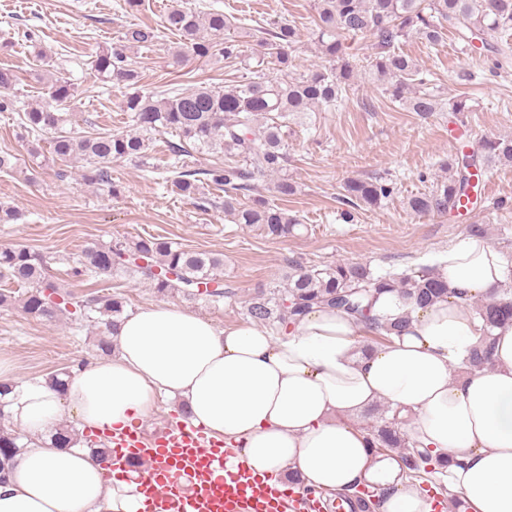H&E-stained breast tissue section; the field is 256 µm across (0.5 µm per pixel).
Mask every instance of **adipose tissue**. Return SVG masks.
Returning a JSON list of instances; mask_svg holds the SVG:
<instances>
[{
	"instance_id": "ef3b65f1",
	"label": "adipose tissue",
	"mask_w": 512,
	"mask_h": 512,
	"mask_svg": "<svg viewBox=\"0 0 512 512\" xmlns=\"http://www.w3.org/2000/svg\"><path fill=\"white\" fill-rule=\"evenodd\" d=\"M438 272L452 296L413 310L378 345L362 344L365 326L328 307L283 336L254 322L220 328L174 304L123 315L112 356L73 369L64 390L36 381L6 395L33 440L0 485V512H143L140 469L110 480L100 457L45 436L67 409L94 430L140 428L163 393L258 474L338 492L366 484L385 491L383 512H432L400 456L369 453L354 421L378 403L411 412V439L445 455L438 476L470 512H512V323L485 333L469 306L502 298L504 260L489 240L467 237ZM486 336L492 366L467 372Z\"/></svg>"
}]
</instances>
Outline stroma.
<instances>
[{
    "label": "stroma",
    "instance_id": "obj_1",
    "mask_svg": "<svg viewBox=\"0 0 512 512\" xmlns=\"http://www.w3.org/2000/svg\"><path fill=\"white\" fill-rule=\"evenodd\" d=\"M179 2L246 17L242 36L250 53L257 49L255 24L296 25L301 43L290 76L325 63L311 34L313 0H142L134 10L124 0H0V68L17 75L14 92L24 107L45 100L38 73L48 66L63 69L77 87L69 130H127V116L119 108L125 85L101 82L92 62L101 47L118 43L127 26L158 27ZM177 44L172 34L149 45H128L142 92L221 88L243 74L241 65H226L220 57L202 62L188 56L174 64ZM399 49L430 73L431 88L441 99L465 98L467 113L460 119L450 112L420 118L364 78L340 106L307 113L288 142L287 173L296 191L277 199L302 222L288 240L267 237L257 224L232 223L224 215V194L215 188H206L211 204L204 209L167 188L168 145L176 141L175 133H152L143 160L111 163L121 190L114 196L85 182L81 163L64 166L43 156L30 160L17 113L0 112V148L17 154L22 166L18 173L0 172V204L22 214L15 223L0 224V246L21 245L43 254L50 275L76 296L114 294L128 313L176 304L221 327L246 322L247 301L258 289L281 281L293 260L316 266L345 260L365 264L377 275L409 274L435 266L449 246L468 236L470 225L479 224L512 265V165L496 163L485 170L492 193L469 209L417 215L406 207L409 197L429 191L450 155L474 149L487 136L512 135V62L498 65L495 57L465 51L452 38L432 47L412 36ZM41 50L46 60H39ZM373 177L395 184L390 200L376 208L342 204L346 180ZM149 235L223 254L224 285L233 296L213 304L202 295H158L145 281L122 273L83 283L70 277L72 261L83 249ZM0 292L16 298L0 306V357L10 360L17 380L43 379L96 356L102 324L77 328L65 320L30 317L19 305L24 287L2 276Z\"/></svg>",
    "mask_w": 512,
    "mask_h": 512
}]
</instances>
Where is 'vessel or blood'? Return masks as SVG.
<instances>
[{
	"instance_id": "b4317fda",
	"label": "vessel or blood",
	"mask_w": 512,
	"mask_h": 512,
	"mask_svg": "<svg viewBox=\"0 0 512 512\" xmlns=\"http://www.w3.org/2000/svg\"><path fill=\"white\" fill-rule=\"evenodd\" d=\"M107 468L122 479L130 463L143 462L145 512H322L318 495L268 483L204 426L177 422L164 434L147 438L136 430L111 437Z\"/></svg>"
}]
</instances>
